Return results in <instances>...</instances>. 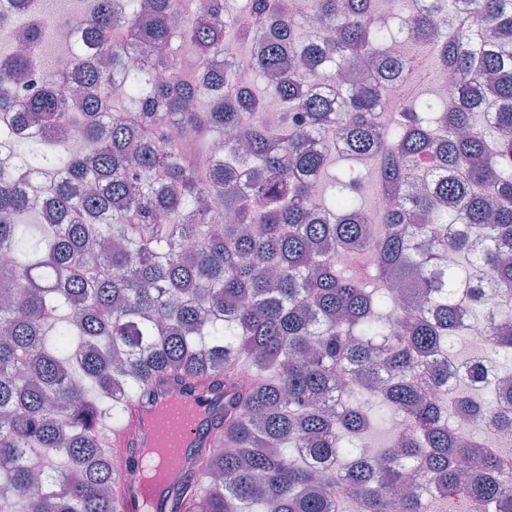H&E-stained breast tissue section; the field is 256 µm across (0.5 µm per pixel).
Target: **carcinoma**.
Masks as SVG:
<instances>
[{
    "mask_svg": "<svg viewBox=\"0 0 512 512\" xmlns=\"http://www.w3.org/2000/svg\"><path fill=\"white\" fill-rule=\"evenodd\" d=\"M33 2L6 0L23 22L0 52V145L13 161L0 174V512H119L142 449L112 454L93 417L124 426L169 382L224 393L219 447L194 449L168 512L512 508V454L448 423L512 433V387L490 378L512 358V321H496L471 274L489 270L512 311V0H434L395 26L379 0H316L332 34L313 45L288 0H81L68 104V73L28 83L48 36ZM453 3L463 24L435 32L434 11ZM479 20L489 31L475 42ZM415 33L461 99L407 95L379 131L368 84L325 71L373 60L380 88L413 71L388 48ZM176 42L195 57L192 79ZM251 72L274 77L273 125ZM112 73L127 93L111 99ZM329 123L346 144L336 156L312 141ZM227 131L255 182L235 143L213 155ZM333 156L346 164L314 206ZM358 164L411 191L366 210ZM31 177L46 181L41 203L18 187ZM448 248L455 269L436 262ZM335 249L370 256L374 278L337 266ZM469 313L489 336L450 392L439 356ZM377 422L387 440L367 457Z\"/></svg>",
    "mask_w": 512,
    "mask_h": 512,
    "instance_id": "carcinoma-1",
    "label": "carcinoma"
}]
</instances>
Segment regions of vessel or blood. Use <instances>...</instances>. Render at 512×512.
<instances>
[{"label":"vessel or blood","instance_id":"vessel-or-blood-1","mask_svg":"<svg viewBox=\"0 0 512 512\" xmlns=\"http://www.w3.org/2000/svg\"><path fill=\"white\" fill-rule=\"evenodd\" d=\"M218 405L216 396L182 385L162 387L153 404L141 409L136 418L134 435L99 422V429L109 431L113 442L134 438L138 447L160 452L165 465L152 481L142 482L133 496L124 501L123 512H138L145 501L161 502L173 478L182 476V464L191 448L205 443L216 445L211 417Z\"/></svg>","mask_w":512,"mask_h":512}]
</instances>
